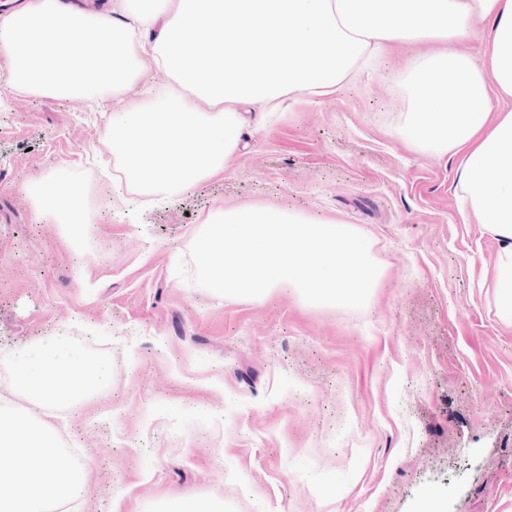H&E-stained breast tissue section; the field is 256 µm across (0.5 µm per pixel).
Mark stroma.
<instances>
[{
    "mask_svg": "<svg viewBox=\"0 0 512 512\" xmlns=\"http://www.w3.org/2000/svg\"><path fill=\"white\" fill-rule=\"evenodd\" d=\"M394 68L246 128L223 174L155 207L114 196L96 104L19 94L0 56V356L61 334L110 354L100 394L56 411L84 465L81 507L157 512H512V325L498 242L461 208L457 161L393 127ZM83 187L81 238L27 185ZM277 205L365 230L383 275L363 308L280 289L242 300L188 283L204 218Z\"/></svg>",
    "mask_w": 512,
    "mask_h": 512,
    "instance_id": "1",
    "label": "stroma"
}]
</instances>
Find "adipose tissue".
<instances>
[{
	"label": "adipose tissue",
	"instance_id": "adipose-tissue-1",
	"mask_svg": "<svg viewBox=\"0 0 512 512\" xmlns=\"http://www.w3.org/2000/svg\"><path fill=\"white\" fill-rule=\"evenodd\" d=\"M466 40L479 41V59L455 50ZM420 41L433 49L401 74L413 107L396 131L456 157L457 193L499 242L496 309L512 324V168L500 164L512 155V0H117L108 13L26 0L0 15L14 91L122 103L112 155L127 189L151 203L222 174L246 108L264 120L286 97L336 96ZM158 72L171 84L149 85ZM437 98L450 109L431 111ZM28 192L38 217L71 235L90 221L77 186L48 179Z\"/></svg>",
	"mask_w": 512,
	"mask_h": 512
}]
</instances>
